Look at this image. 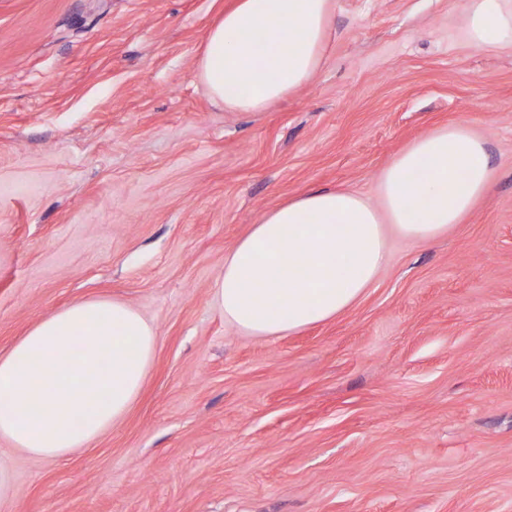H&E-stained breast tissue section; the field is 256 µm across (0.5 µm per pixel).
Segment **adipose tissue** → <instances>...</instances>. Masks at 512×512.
Returning a JSON list of instances; mask_svg holds the SVG:
<instances>
[{"instance_id": "obj_1", "label": "adipose tissue", "mask_w": 512, "mask_h": 512, "mask_svg": "<svg viewBox=\"0 0 512 512\" xmlns=\"http://www.w3.org/2000/svg\"><path fill=\"white\" fill-rule=\"evenodd\" d=\"M473 42L512 44V0H469ZM334 0H234L209 29L197 74L213 100L260 112L321 67ZM495 177L485 140L466 123L409 142L382 170L377 201L313 189L265 212L224 257L213 300L225 323L283 336L336 318L389 260L388 235L420 243L463 223ZM156 327L118 299L74 302L0 356V440L46 461L88 447L138 401Z\"/></svg>"}]
</instances>
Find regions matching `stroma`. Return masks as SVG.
I'll return each mask as SVG.
<instances>
[{
    "label": "stroma",
    "mask_w": 512,
    "mask_h": 512,
    "mask_svg": "<svg viewBox=\"0 0 512 512\" xmlns=\"http://www.w3.org/2000/svg\"><path fill=\"white\" fill-rule=\"evenodd\" d=\"M231 2L0 0V354L78 300L158 333L123 422L57 462L0 458V512H512V47L468 39L467 0H335L311 81L228 112L196 73ZM456 121L495 168L465 223L391 236L334 320L225 324L212 288L264 212L375 196Z\"/></svg>",
    "instance_id": "1"
}]
</instances>
